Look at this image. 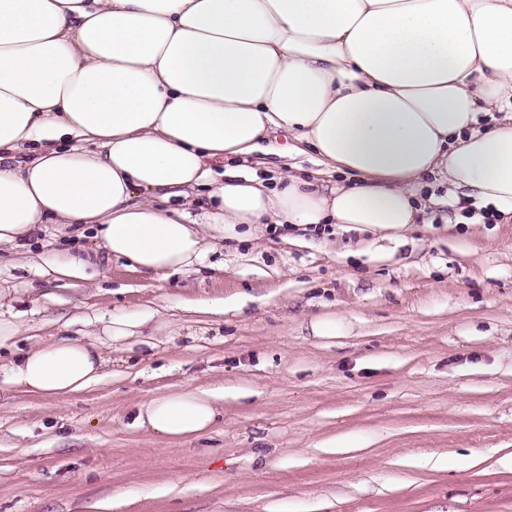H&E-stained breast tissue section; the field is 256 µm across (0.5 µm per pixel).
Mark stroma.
<instances>
[{"label": "stroma", "instance_id": "obj_1", "mask_svg": "<svg viewBox=\"0 0 512 512\" xmlns=\"http://www.w3.org/2000/svg\"><path fill=\"white\" fill-rule=\"evenodd\" d=\"M455 216L404 240L266 232L164 278L0 256L26 339L146 319L82 393L0 404V512H512V223ZM218 386L200 436L135 425L155 394Z\"/></svg>", "mask_w": 512, "mask_h": 512}]
</instances>
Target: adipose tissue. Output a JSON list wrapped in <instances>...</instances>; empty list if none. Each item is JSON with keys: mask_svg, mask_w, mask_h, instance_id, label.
I'll return each mask as SVG.
<instances>
[{"mask_svg": "<svg viewBox=\"0 0 512 512\" xmlns=\"http://www.w3.org/2000/svg\"><path fill=\"white\" fill-rule=\"evenodd\" d=\"M278 130L320 176L281 168ZM444 184L512 218V0H0V250L19 265L49 224L93 225L95 256L155 275L271 224L403 237ZM21 331L0 312V400L104 376L97 340L20 350ZM217 397L158 394L136 425L188 439Z\"/></svg>", "mask_w": 512, "mask_h": 512, "instance_id": "adipose-tissue-1", "label": "adipose tissue"}]
</instances>
